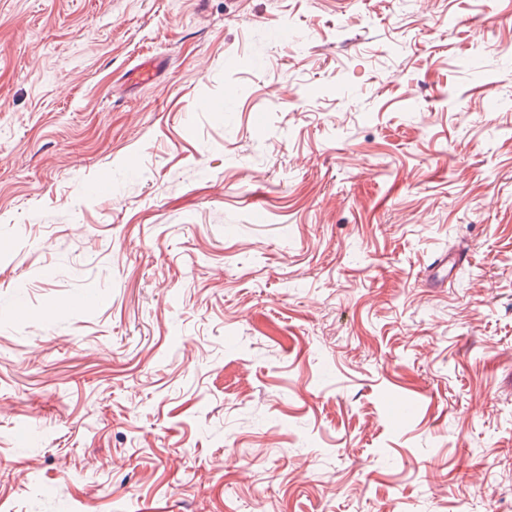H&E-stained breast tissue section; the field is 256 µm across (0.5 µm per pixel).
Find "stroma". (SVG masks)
<instances>
[{"instance_id":"stroma-1","label":"stroma","mask_w":512,"mask_h":512,"mask_svg":"<svg viewBox=\"0 0 512 512\" xmlns=\"http://www.w3.org/2000/svg\"><path fill=\"white\" fill-rule=\"evenodd\" d=\"M151 505L512 512V0H0V506Z\"/></svg>"}]
</instances>
